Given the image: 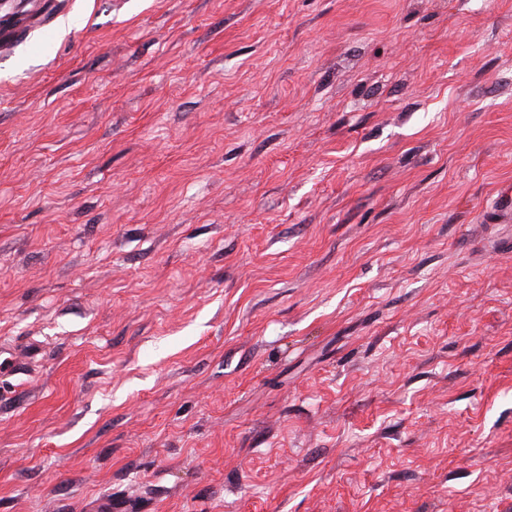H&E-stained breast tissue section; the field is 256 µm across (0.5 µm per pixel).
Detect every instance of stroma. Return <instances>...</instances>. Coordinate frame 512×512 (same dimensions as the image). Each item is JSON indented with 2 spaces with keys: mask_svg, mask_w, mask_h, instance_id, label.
Segmentation results:
<instances>
[{
  "mask_svg": "<svg viewBox=\"0 0 512 512\" xmlns=\"http://www.w3.org/2000/svg\"><path fill=\"white\" fill-rule=\"evenodd\" d=\"M1 358L0 512H512V0H59Z\"/></svg>",
  "mask_w": 512,
  "mask_h": 512,
  "instance_id": "obj_1",
  "label": "stroma"
}]
</instances>
